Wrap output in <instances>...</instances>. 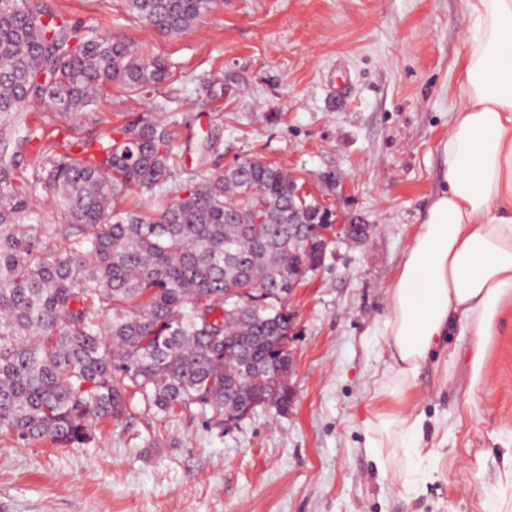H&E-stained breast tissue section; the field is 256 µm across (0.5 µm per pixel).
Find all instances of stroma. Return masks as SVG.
Segmentation results:
<instances>
[{"mask_svg":"<svg viewBox=\"0 0 512 512\" xmlns=\"http://www.w3.org/2000/svg\"><path fill=\"white\" fill-rule=\"evenodd\" d=\"M53 11L162 57L158 85L103 89L115 127L144 118L174 134L175 196L199 170L257 156L305 181L339 221L288 300L295 313L287 411L259 407L227 429L198 409H141L76 448L0 431V512H492L512 498V301L486 338L488 385H470L472 336L451 329L406 401L426 417L433 478L408 482L403 451L378 474L363 422L389 353L374 330L423 209L445 187L440 144L467 50L461 0H217L194 28L162 34L124 0H46ZM170 97L167 111L155 102ZM333 171L335 189L320 180Z\"/></svg>","mask_w":512,"mask_h":512,"instance_id":"35a3bbf8","label":"stroma"}]
</instances>
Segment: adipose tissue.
<instances>
[{
  "label": "adipose tissue",
  "instance_id": "adipose-tissue-1",
  "mask_svg": "<svg viewBox=\"0 0 512 512\" xmlns=\"http://www.w3.org/2000/svg\"><path fill=\"white\" fill-rule=\"evenodd\" d=\"M463 3L468 49L456 62L459 101L440 144L448 187L423 211L377 330L390 363L373 395L398 404L364 422L365 451L381 472L386 447L421 462L432 455L422 443L424 415L404 401L449 324L473 336L468 365L474 385H484V338L512 296V0Z\"/></svg>",
  "mask_w": 512,
  "mask_h": 512
}]
</instances>
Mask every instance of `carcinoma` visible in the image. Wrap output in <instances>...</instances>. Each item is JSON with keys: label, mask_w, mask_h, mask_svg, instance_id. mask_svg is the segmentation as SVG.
I'll list each match as a JSON object with an SVG mask.
<instances>
[{"label": "carcinoma", "mask_w": 512, "mask_h": 512, "mask_svg": "<svg viewBox=\"0 0 512 512\" xmlns=\"http://www.w3.org/2000/svg\"><path fill=\"white\" fill-rule=\"evenodd\" d=\"M125 3L172 34L214 0ZM168 78L163 58L44 0H0V430L69 448L135 399L158 416L195 406L221 424L288 409V295L323 262L326 206L255 156L169 202L179 155L150 120L26 156L46 136L28 108L49 101L80 120L106 85ZM44 187L51 222L39 214ZM134 187L155 192L148 212L119 209Z\"/></svg>", "instance_id": "obj_1"}]
</instances>
